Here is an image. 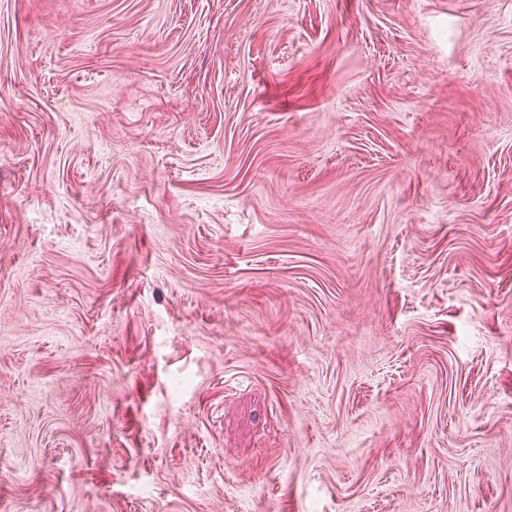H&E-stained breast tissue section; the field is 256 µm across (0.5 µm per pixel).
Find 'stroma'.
Wrapping results in <instances>:
<instances>
[{
    "mask_svg": "<svg viewBox=\"0 0 512 512\" xmlns=\"http://www.w3.org/2000/svg\"><path fill=\"white\" fill-rule=\"evenodd\" d=\"M0 512H512V0H0Z\"/></svg>",
    "mask_w": 512,
    "mask_h": 512,
    "instance_id": "35a3bbf8",
    "label": "stroma"
}]
</instances>
